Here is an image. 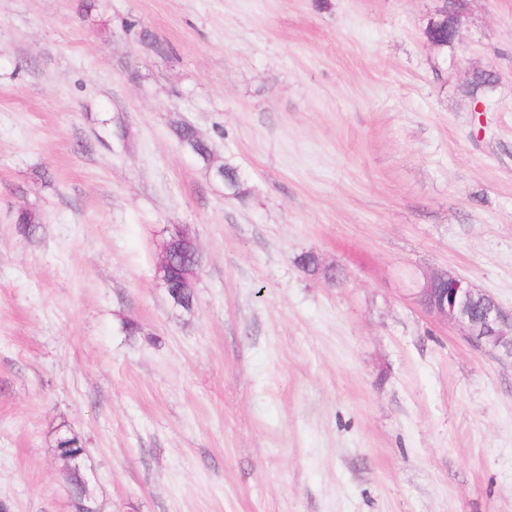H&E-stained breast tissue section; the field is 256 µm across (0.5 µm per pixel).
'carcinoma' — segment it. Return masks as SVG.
<instances>
[{
    "instance_id": "obj_1",
    "label": "carcinoma",
    "mask_w": 512,
    "mask_h": 512,
    "mask_svg": "<svg viewBox=\"0 0 512 512\" xmlns=\"http://www.w3.org/2000/svg\"><path fill=\"white\" fill-rule=\"evenodd\" d=\"M466 0H444L438 10L442 17L429 23L426 28L427 38L443 49L453 45L449 37L450 27L466 14ZM495 84V76L489 70L473 73L463 87V93L476 104ZM172 133L181 150L191 156L209 175L224 186V194L238 200L249 196V191L238 171V167L228 160L217 161L213 143L198 134L196 129L184 122L172 127ZM18 232L26 237L36 235L43 228L40 212L35 208L21 207L13 216ZM298 265L310 276L328 277L327 267L319 258L310 252L299 256ZM196 263L190 255L176 256L167 272L160 277L161 284L166 286L169 301L176 307L189 310L195 301V289L179 288L177 284L185 274H195ZM56 456L63 461L66 479L73 489V512H99L93 491V479L86 463L87 448L81 435L62 423L56 428Z\"/></svg>"
}]
</instances>
